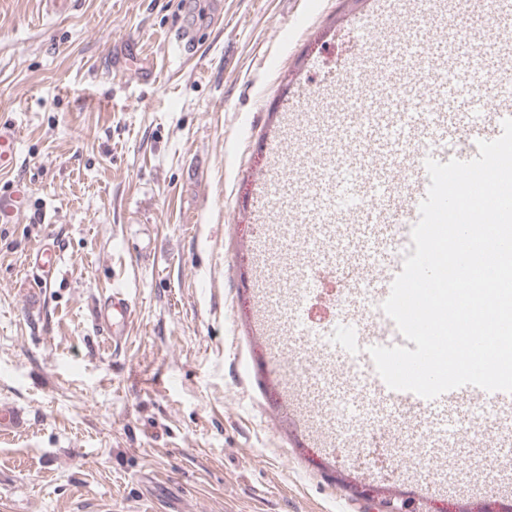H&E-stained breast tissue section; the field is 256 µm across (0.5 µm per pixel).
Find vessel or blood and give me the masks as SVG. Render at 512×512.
Returning <instances> with one entry per match:
<instances>
[{"instance_id":"1","label":"vessel or blood","mask_w":512,"mask_h":512,"mask_svg":"<svg viewBox=\"0 0 512 512\" xmlns=\"http://www.w3.org/2000/svg\"><path fill=\"white\" fill-rule=\"evenodd\" d=\"M359 132L348 134L351 149L334 177L311 184L310 203L301 213L304 233L317 246L323 272H340L351 303L364 296L384 301L402 264L390 247L393 226L417 223L419 204L430 179L425 160H469L477 143L502 133L512 118V0H496L492 23L473 30L448 52L416 57L402 69L400 85L372 89ZM17 134L0 125V170L16 156ZM427 145L418 156L414 145ZM113 337H121L133 310L127 295L113 291L105 313ZM359 345H404L389 318L352 319ZM345 392L350 400L377 410L395 409L412 421L419 447L438 456L434 436L446 435L461 409L490 410L481 422L483 446H512V393L464 386L428 400L391 390L376 370L352 365L342 386L326 382V399Z\"/></svg>"}]
</instances>
